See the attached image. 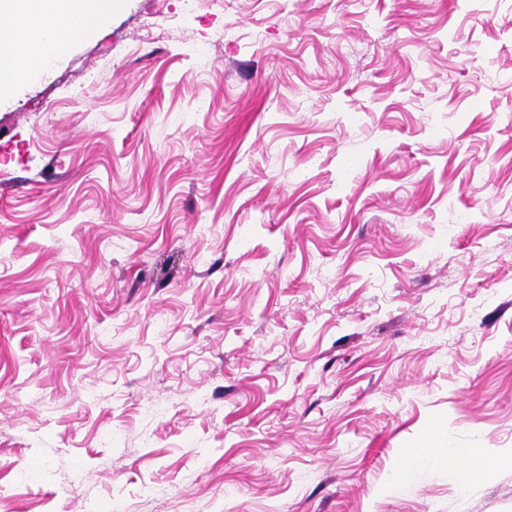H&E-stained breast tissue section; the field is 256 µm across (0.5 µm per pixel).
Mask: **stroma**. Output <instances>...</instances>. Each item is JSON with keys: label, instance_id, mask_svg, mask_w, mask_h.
I'll list each match as a JSON object with an SVG mask.
<instances>
[{"label": "stroma", "instance_id": "1", "mask_svg": "<svg viewBox=\"0 0 512 512\" xmlns=\"http://www.w3.org/2000/svg\"><path fill=\"white\" fill-rule=\"evenodd\" d=\"M0 512H512V0H119L0 102ZM448 466L454 469L462 485L486 479L497 467V459L489 456L483 448L448 450Z\"/></svg>", "mask_w": 512, "mask_h": 512}]
</instances>
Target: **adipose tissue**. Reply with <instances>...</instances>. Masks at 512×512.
<instances>
[{"label": "adipose tissue", "mask_w": 512, "mask_h": 512, "mask_svg": "<svg viewBox=\"0 0 512 512\" xmlns=\"http://www.w3.org/2000/svg\"><path fill=\"white\" fill-rule=\"evenodd\" d=\"M117 0H0V99L10 97L78 39L107 24ZM461 484L486 479L497 459L481 448L449 453Z\"/></svg>", "instance_id": "1"}]
</instances>
